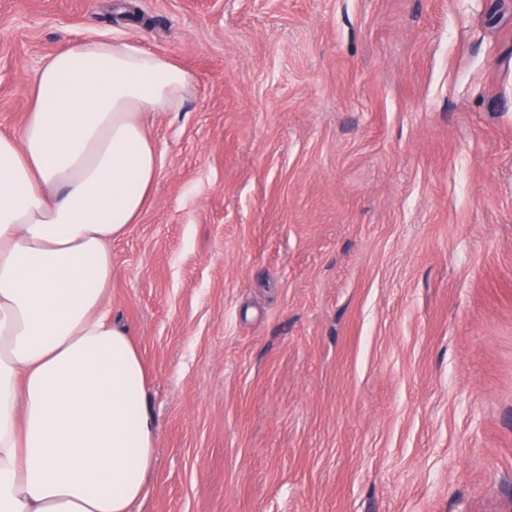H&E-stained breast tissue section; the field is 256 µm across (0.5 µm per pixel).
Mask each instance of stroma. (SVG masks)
I'll return each mask as SVG.
<instances>
[{
	"label": "stroma",
	"instance_id": "stroma-1",
	"mask_svg": "<svg viewBox=\"0 0 512 512\" xmlns=\"http://www.w3.org/2000/svg\"><path fill=\"white\" fill-rule=\"evenodd\" d=\"M113 39L194 77L112 242L132 512H512V0H0V131Z\"/></svg>",
	"mask_w": 512,
	"mask_h": 512
}]
</instances>
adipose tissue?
<instances>
[{"label":"adipose tissue","mask_w":512,"mask_h":512,"mask_svg":"<svg viewBox=\"0 0 512 512\" xmlns=\"http://www.w3.org/2000/svg\"><path fill=\"white\" fill-rule=\"evenodd\" d=\"M193 83L125 41L50 55L0 132V512H129L155 421L128 329L105 311L112 242L160 168L143 121Z\"/></svg>","instance_id":"1"}]
</instances>
